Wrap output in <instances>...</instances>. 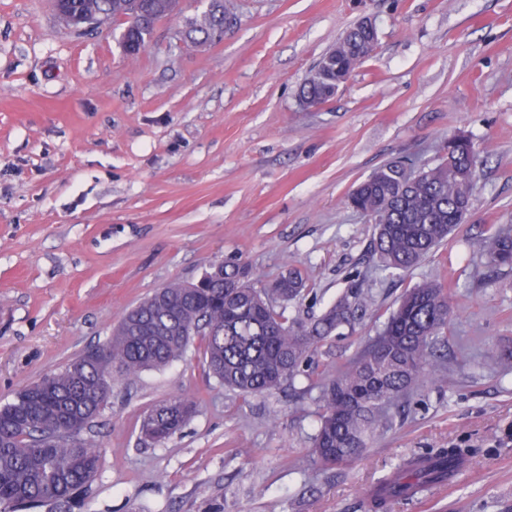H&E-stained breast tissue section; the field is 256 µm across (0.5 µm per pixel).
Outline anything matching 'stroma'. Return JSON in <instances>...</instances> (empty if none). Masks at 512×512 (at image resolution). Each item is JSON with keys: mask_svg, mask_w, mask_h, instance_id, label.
I'll list each match as a JSON object with an SVG mask.
<instances>
[{"mask_svg": "<svg viewBox=\"0 0 512 512\" xmlns=\"http://www.w3.org/2000/svg\"><path fill=\"white\" fill-rule=\"evenodd\" d=\"M221 40L184 38L202 0L126 54L122 23L77 33L51 0H0V404L105 343L159 288L230 256L257 287L300 270L290 315L320 314L350 287L373 315L430 279L457 287L446 369L364 454L311 458L317 390L243 397L209 375L201 339L182 358L114 380L91 432L101 468L82 512H366L371 486L424 448L474 449L447 486L390 512H512V266H488L491 227L512 224V0H227ZM371 55L324 104L301 87L351 27ZM465 132L480 167L472 207L435 254L384 272L373 224L347 194L376 168L434 166ZM374 322L311 359L323 377ZM198 408L162 445L152 407Z\"/></svg>", "mask_w": 512, "mask_h": 512, "instance_id": "1", "label": "stroma"}]
</instances>
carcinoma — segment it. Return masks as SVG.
I'll list each match as a JSON object with an SVG mask.
<instances>
[{
    "instance_id": "carcinoma-1",
    "label": "carcinoma",
    "mask_w": 512,
    "mask_h": 512,
    "mask_svg": "<svg viewBox=\"0 0 512 512\" xmlns=\"http://www.w3.org/2000/svg\"><path fill=\"white\" fill-rule=\"evenodd\" d=\"M69 25L92 17L104 25L132 19L120 42L128 55L145 49L156 24L178 10L179 0H53ZM224 0H208L184 37L195 43L221 39ZM374 35L362 24L345 32L312 71L301 97L312 105L330 100L348 73L351 54L370 55ZM452 164L438 163L411 181L405 166L387 163L357 185L347 204L375 224L373 256L385 271H408L432 255L464 222L471 207L478 156L470 136L450 138ZM489 262L512 266V225L501 224L484 241ZM203 288L175 282L122 316L111 338L60 371L0 405V512H73L76 495L90 490L101 456L83 435L108 405L112 379L135 376L181 357L193 337L203 341L208 370L244 397L293 387L307 374L310 355L340 330L367 316L371 302L349 288L318 317L288 315L303 281L293 268L270 288L255 287L251 268L236 258L209 272ZM455 289L438 279L407 290L363 340L336 376L319 385L320 425L312 438L317 463L331 467L360 456L380 431L393 426L414 390L439 377L438 351L448 344ZM196 401L180 396L146 412L141 432L163 444L191 418ZM470 448H428L380 479L370 512H387L423 488L453 480L468 464Z\"/></svg>"
}]
</instances>
